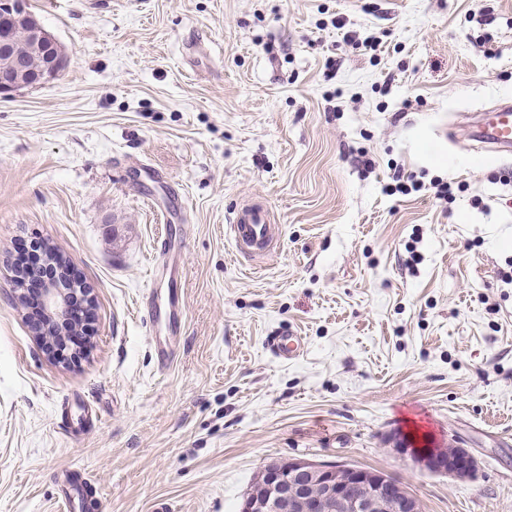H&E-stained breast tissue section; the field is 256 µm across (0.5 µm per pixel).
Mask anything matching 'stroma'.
Returning <instances> with one entry per match:
<instances>
[{
  "label": "stroma",
  "mask_w": 512,
  "mask_h": 512,
  "mask_svg": "<svg viewBox=\"0 0 512 512\" xmlns=\"http://www.w3.org/2000/svg\"><path fill=\"white\" fill-rule=\"evenodd\" d=\"M31 4L68 66L0 98V512H238L286 457L512 512V151L462 124L512 102V0ZM246 200L280 227L259 265L224 234ZM32 240L94 289L65 363L9 278ZM303 339L288 333L282 336H275L272 340L271 347L273 352L284 359H294L298 357L302 351ZM402 453L411 452L413 457L429 472L453 478H470L476 471L474 456L464 448H397Z\"/></svg>",
  "instance_id": "stroma-1"
}]
</instances>
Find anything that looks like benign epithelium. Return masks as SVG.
Wrapping results in <instances>:
<instances>
[{
  "instance_id": "benign-epithelium-1",
  "label": "benign epithelium",
  "mask_w": 512,
  "mask_h": 512,
  "mask_svg": "<svg viewBox=\"0 0 512 512\" xmlns=\"http://www.w3.org/2000/svg\"><path fill=\"white\" fill-rule=\"evenodd\" d=\"M30 0H0V54L11 57L10 69L0 72V98H8L28 86L49 83L65 71L66 57L61 48L45 58L31 84L23 82L29 73L28 55L15 50L12 32L28 26L29 55L41 52L55 39L40 24L27 25L31 17ZM66 261L59 266L68 288L37 283L36 273L15 274L26 281L19 300L35 305L37 325L33 334L47 351L56 353L71 344L70 338L88 330L94 307L93 288L82 278L70 274ZM81 301L75 310L72 296ZM429 472L453 478H470L476 460L465 448L401 449ZM239 512H421L419 498L389 475L353 465H336L297 458H281L265 465L256 485L243 497Z\"/></svg>"
}]
</instances>
